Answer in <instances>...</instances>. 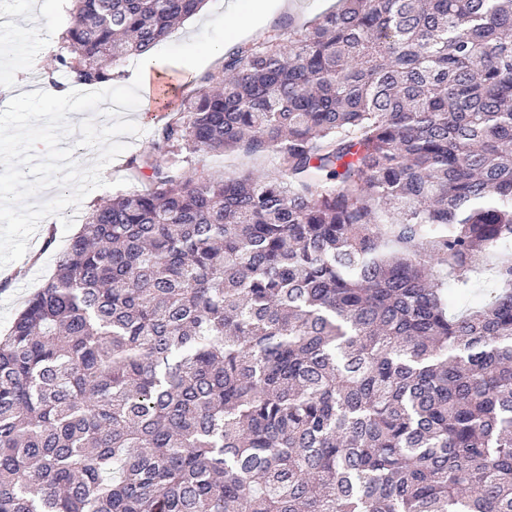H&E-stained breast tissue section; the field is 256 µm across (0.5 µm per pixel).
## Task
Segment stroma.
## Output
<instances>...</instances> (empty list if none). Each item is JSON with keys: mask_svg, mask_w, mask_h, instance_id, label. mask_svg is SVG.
Returning a JSON list of instances; mask_svg holds the SVG:
<instances>
[{"mask_svg": "<svg viewBox=\"0 0 512 512\" xmlns=\"http://www.w3.org/2000/svg\"><path fill=\"white\" fill-rule=\"evenodd\" d=\"M295 3L294 11L269 13L260 31L240 37L239 45L256 46L273 34L288 39L292 32L291 25L298 17L314 20L332 9L336 0H295ZM232 7L236 8L239 20L245 24L261 10L262 3L261 0H206L200 13L187 19L168 38L156 45V53L171 62L186 56H200L208 42L223 34L222 29L215 26V19L224 17ZM71 8V0H0V17L7 21L5 30H0V42L8 45L7 51L0 53V86L20 88L24 74L37 62L42 63L47 71L55 70L57 41L33 36L32 27L35 21L46 16L54 31H63L73 20ZM172 115L169 109L145 116L137 111L125 112V119L134 120L141 132L136 136H126V150L103 168L105 187L90 192L79 207L73 209L75 226H82L93 209L119 195L121 189L116 188V180H125V188L130 190L146 189V181L136 176L128 162L151 145L158 130ZM275 166L276 160L271 154L247 156L237 151L189 153L183 163L186 174L190 176L213 168L224 171L226 176L239 177L268 172L274 170ZM53 228L55 242L52 247H45L42 232H35L31 237L26 254L20 260V275H12L10 267H0V278L5 276L9 279L8 285L0 289V334L11 327L26 300L54 272L59 255L68 246L71 236L63 232L61 223H54Z\"/></svg>", "mask_w": 512, "mask_h": 512, "instance_id": "35a3bbf8", "label": "stroma"}]
</instances>
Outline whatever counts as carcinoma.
Returning a JSON list of instances; mask_svg holds the SVG:
<instances>
[{
	"label": "carcinoma",
	"instance_id": "carcinoma-1",
	"mask_svg": "<svg viewBox=\"0 0 512 512\" xmlns=\"http://www.w3.org/2000/svg\"><path fill=\"white\" fill-rule=\"evenodd\" d=\"M73 2L56 90L204 0ZM130 165L0 336V512H512V0H337ZM182 163L187 176L194 177L203 169L223 170L229 177H239L247 174L270 172L275 169L276 160L273 155L261 153L247 156L237 151L224 153H184Z\"/></svg>",
	"mask_w": 512,
	"mask_h": 512
}]
</instances>
